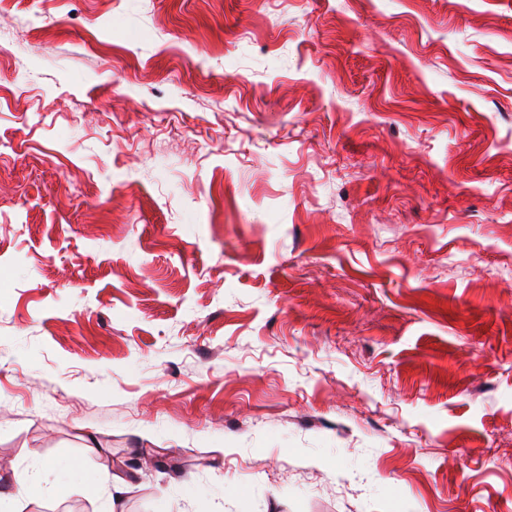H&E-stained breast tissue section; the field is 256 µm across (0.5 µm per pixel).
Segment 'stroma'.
<instances>
[{"label":"stroma","mask_w":512,"mask_h":512,"mask_svg":"<svg viewBox=\"0 0 512 512\" xmlns=\"http://www.w3.org/2000/svg\"><path fill=\"white\" fill-rule=\"evenodd\" d=\"M2 489L512 512V0H0Z\"/></svg>","instance_id":"1"}]
</instances>
